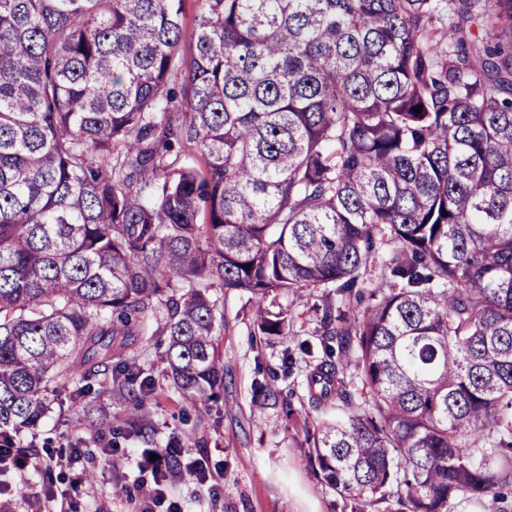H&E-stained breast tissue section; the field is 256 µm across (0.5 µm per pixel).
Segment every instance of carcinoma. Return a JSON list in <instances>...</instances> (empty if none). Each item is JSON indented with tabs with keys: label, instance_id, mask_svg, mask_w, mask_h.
<instances>
[{
	"label": "carcinoma",
	"instance_id": "1",
	"mask_svg": "<svg viewBox=\"0 0 512 512\" xmlns=\"http://www.w3.org/2000/svg\"><path fill=\"white\" fill-rule=\"evenodd\" d=\"M194 2L187 35V0H0V448L160 404L145 336L215 402L224 294L286 341L276 300L331 288L319 478L352 512H512V0ZM90 420L82 412L59 416L58 408H55L41 423L36 432V438L32 439L30 452L37 451L44 455L43 442L50 440L51 448H68L69 443L77 437H84L90 430Z\"/></svg>",
	"mask_w": 512,
	"mask_h": 512
}]
</instances>
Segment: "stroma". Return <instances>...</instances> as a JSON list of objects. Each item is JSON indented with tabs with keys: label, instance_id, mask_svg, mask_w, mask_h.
Masks as SVG:
<instances>
[{
	"label": "stroma",
	"instance_id": "stroma-1",
	"mask_svg": "<svg viewBox=\"0 0 512 512\" xmlns=\"http://www.w3.org/2000/svg\"><path fill=\"white\" fill-rule=\"evenodd\" d=\"M279 303L288 311L290 336L280 341L255 334L250 321L247 294L229 292L224 296V334L220 350L228 366L224 374V395L210 412L183 421V407L172 401L150 409L145 415L143 433L124 434L120 443L131 449L132 458L112 467L97 457L86 458V469L94 470L93 481L73 488L71 480H54L46 467L19 474L0 471V485L13 486L14 512H54V505L32 507L35 493L44 489L56 495L76 497L82 512H96L103 500L114 502L112 512H142L137 485L149 482L150 473L140 471L134 456L146 448L165 446L172 437L194 430L195 438L187 457L205 453L210 465L226 482L233 484L231 497L216 500L206 488L197 486L187 474H180L175 493L183 512H350V502L325 485L308 460L296 449L305 430L314 428L330 414L329 409L305 408L306 374L309 358L300 351L301 342L319 343L320 321L326 305H337L336 296L322 289L305 291L302 296L287 295ZM292 351L290 369H283L284 351ZM274 380L282 397L300 407L297 422L286 421L280 410H268L263 420L252 416L254 384ZM90 420L83 413L65 416L50 413L41 423L32 445L42 451L44 443L68 447L75 438L85 436Z\"/></svg>",
	"mask_w": 512,
	"mask_h": 512
}]
</instances>
